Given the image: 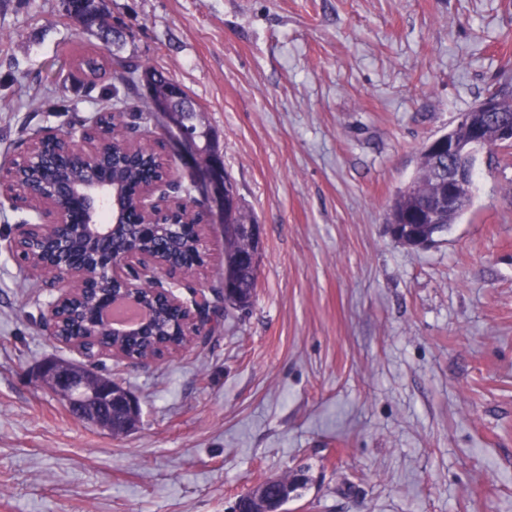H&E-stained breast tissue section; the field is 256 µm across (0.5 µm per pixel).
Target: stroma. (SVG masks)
<instances>
[{"label": "stroma", "mask_w": 512, "mask_h": 512, "mask_svg": "<svg viewBox=\"0 0 512 512\" xmlns=\"http://www.w3.org/2000/svg\"><path fill=\"white\" fill-rule=\"evenodd\" d=\"M110 43L60 0H0V167L99 110L129 66L179 83L261 225L251 307L156 363L98 366L140 400L124 435L31 371L40 324L0 206V512H228L305 471L287 512H512V148L428 248L386 215L428 140L512 94V0H107ZM102 56L95 91L74 55ZM306 478L301 473H295L286 477H269L263 482L253 485L245 493L241 494L235 501L231 512H274L281 511L271 507L273 499L270 497V491L280 487L281 484H291L295 482L302 485Z\"/></svg>", "instance_id": "1"}]
</instances>
